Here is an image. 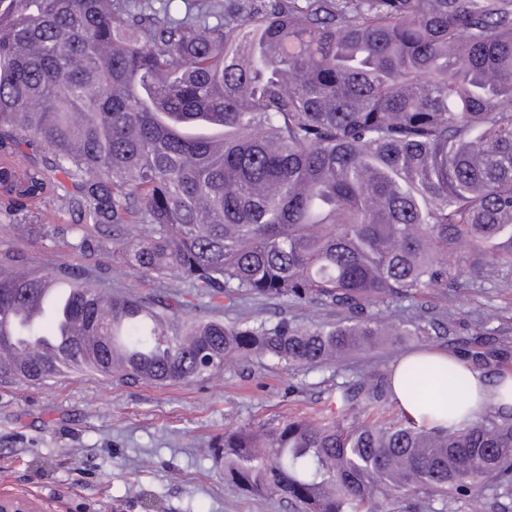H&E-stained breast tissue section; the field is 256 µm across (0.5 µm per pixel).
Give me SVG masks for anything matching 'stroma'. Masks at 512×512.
Wrapping results in <instances>:
<instances>
[{
  "instance_id": "stroma-1",
  "label": "stroma",
  "mask_w": 512,
  "mask_h": 512,
  "mask_svg": "<svg viewBox=\"0 0 512 512\" xmlns=\"http://www.w3.org/2000/svg\"><path fill=\"white\" fill-rule=\"evenodd\" d=\"M14 243L41 266L74 262L55 248L35 215H0V242ZM482 272L466 274L454 293L434 292L439 336L353 354L341 365L286 369L255 358L225 364L204 382L154 385L94 373L64 374L43 385L0 384V496L22 497L36 512H293L276 497L256 500L224 481L206 450L225 429L313 414L346 373L391 370L421 348L456 352L475 335L479 313L497 310L495 336L512 347V288Z\"/></svg>"
}]
</instances>
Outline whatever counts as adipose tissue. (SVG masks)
Instances as JSON below:
<instances>
[{
    "mask_svg": "<svg viewBox=\"0 0 512 512\" xmlns=\"http://www.w3.org/2000/svg\"><path fill=\"white\" fill-rule=\"evenodd\" d=\"M424 361L433 365L453 366L467 372L471 380L470 393L464 402L441 397L440 407L434 414H424L407 397L404 386V371L407 365ZM392 388L394 398L403 411L415 419H426L435 425L447 419L461 420L476 416L486 410H506L512 408V373H505L498 384L488 383L483 374L470 370L468 364L444 352H416L403 358L393 369Z\"/></svg>",
    "mask_w": 512,
    "mask_h": 512,
    "instance_id": "1",
    "label": "adipose tissue"
}]
</instances>
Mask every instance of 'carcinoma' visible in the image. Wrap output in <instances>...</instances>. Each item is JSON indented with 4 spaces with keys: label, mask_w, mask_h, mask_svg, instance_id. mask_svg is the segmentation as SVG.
I'll return each instance as SVG.
<instances>
[{
    "label": "carcinoma",
    "mask_w": 512,
    "mask_h": 512,
    "mask_svg": "<svg viewBox=\"0 0 512 512\" xmlns=\"http://www.w3.org/2000/svg\"><path fill=\"white\" fill-rule=\"evenodd\" d=\"M0 0V195L12 217L60 202L54 244L101 252L211 300L321 307L226 323L165 288L106 292L88 275L0 247V379L66 371L169 385L229 361L319 368L388 336L439 335L426 292L491 255L512 272V0ZM38 163H22L27 150ZM117 233L109 250L87 226ZM68 320L112 337L50 361L55 319L16 318L44 284ZM407 302L399 324L383 313ZM461 353L491 367L483 333ZM433 412L468 377L416 364ZM332 417L224 430V479L302 512H389L407 491L488 512L512 497V409L459 425L386 413L392 375L336 384Z\"/></svg>",
    "instance_id": "obj_1"
}]
</instances>
